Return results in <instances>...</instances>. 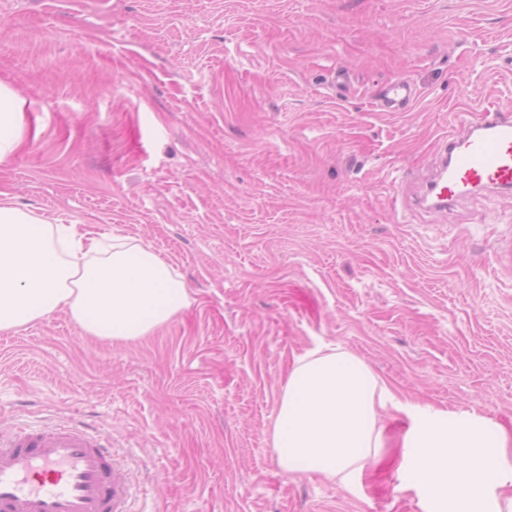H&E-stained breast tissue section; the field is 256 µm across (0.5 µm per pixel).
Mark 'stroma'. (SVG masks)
I'll list each match as a JSON object with an SVG mask.
<instances>
[{"label":"stroma","instance_id":"obj_1","mask_svg":"<svg viewBox=\"0 0 512 512\" xmlns=\"http://www.w3.org/2000/svg\"><path fill=\"white\" fill-rule=\"evenodd\" d=\"M0 79L27 134L0 191L151 245L192 300L129 343L62 308L0 333V434L86 429L131 512H423L396 448L351 493L279 467L318 338L512 426V194L411 204L463 113L512 107V0H0ZM396 80L418 97L381 111Z\"/></svg>","mask_w":512,"mask_h":512}]
</instances>
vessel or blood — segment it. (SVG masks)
I'll use <instances>...</instances> for the list:
<instances>
[{
  "label": "vessel or blood",
  "instance_id": "vessel-or-blood-1",
  "mask_svg": "<svg viewBox=\"0 0 512 512\" xmlns=\"http://www.w3.org/2000/svg\"><path fill=\"white\" fill-rule=\"evenodd\" d=\"M416 90L387 85L381 106L400 111ZM427 186L444 203L473 188L512 191V107L466 114L441 150ZM132 484L108 448L77 427L30 429L0 437V512H127Z\"/></svg>",
  "mask_w": 512,
  "mask_h": 512
}]
</instances>
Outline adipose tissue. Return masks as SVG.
<instances>
[{
	"instance_id": "obj_1",
	"label": "adipose tissue",
	"mask_w": 512,
	"mask_h": 512,
	"mask_svg": "<svg viewBox=\"0 0 512 512\" xmlns=\"http://www.w3.org/2000/svg\"><path fill=\"white\" fill-rule=\"evenodd\" d=\"M24 138V102L0 80V165ZM191 304L177 268L151 246L104 237L0 199V333L66 308L84 335L148 336ZM400 406L405 420L388 414ZM281 469L353 491L387 449L428 492V512H512V430L477 411L399 400L386 380L337 343L294 356L270 431Z\"/></svg>"
}]
</instances>
